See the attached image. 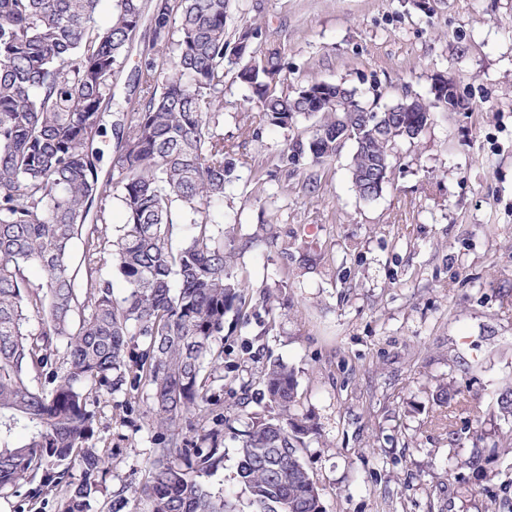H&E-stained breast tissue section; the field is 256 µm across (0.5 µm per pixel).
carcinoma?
<instances>
[{"label":"carcinoma","instance_id":"1","mask_svg":"<svg viewBox=\"0 0 512 512\" xmlns=\"http://www.w3.org/2000/svg\"><path fill=\"white\" fill-rule=\"evenodd\" d=\"M0 0V493L34 481V494L63 489L61 512H87L102 492L106 458L90 444L96 404L146 393L154 455L133 490L136 512H237L201 478L224 462V315L242 311L246 283L224 243V194L237 180L233 146L218 131L229 71L266 123L290 130L318 111L306 137L280 160L318 165L348 142L356 195L379 196L378 167L391 174L395 149L431 123L440 98L376 123L378 103L357 89L319 82L318 108L303 87L284 89L281 51L255 44L244 23L228 39L230 0ZM147 24L149 53L137 67L136 97L106 112L109 77ZM111 123L108 170L94 139ZM118 203L124 222L113 224ZM80 241V256L71 247ZM36 265L43 281L30 289ZM126 292L114 295L113 277ZM262 412L249 413L238 477L253 512H324L300 449L317 427L296 410L295 371H264ZM212 426H205V422ZM194 429V439L184 426ZM512 433L473 441L466 464L511 448ZM83 472L67 481L73 468Z\"/></svg>","mask_w":512,"mask_h":512}]
</instances>
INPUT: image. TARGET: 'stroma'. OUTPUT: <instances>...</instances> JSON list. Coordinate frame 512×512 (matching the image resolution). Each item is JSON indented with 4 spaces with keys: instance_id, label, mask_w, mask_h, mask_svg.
Listing matches in <instances>:
<instances>
[{
    "instance_id": "obj_1",
    "label": "stroma",
    "mask_w": 512,
    "mask_h": 512,
    "mask_svg": "<svg viewBox=\"0 0 512 512\" xmlns=\"http://www.w3.org/2000/svg\"><path fill=\"white\" fill-rule=\"evenodd\" d=\"M245 20L280 50L289 86L342 82L365 102L387 103L406 91L429 96L444 74L473 109L435 113L414 143L399 145L382 193L361 201L351 147L314 170L283 166L287 131L271 129L225 78L224 140L246 163L226 191L224 221L250 240L232 265L252 297L246 316L224 318L225 416L245 429L264 367L281 360L319 430L301 457L324 512H512V450L477 469L451 467L469 453L473 426L437 398L452 383L486 436L506 430L494 393L512 387V0H430L426 9L415 0H232L228 31ZM145 44L136 37L110 78L109 112L125 110ZM245 127L256 137L241 139ZM284 262L294 277L282 288ZM123 400L97 406L93 442L109 471L91 512H133V487L153 458L144 410L126 414ZM238 463V443L225 435L224 463L205 482L251 512Z\"/></svg>"
}]
</instances>
